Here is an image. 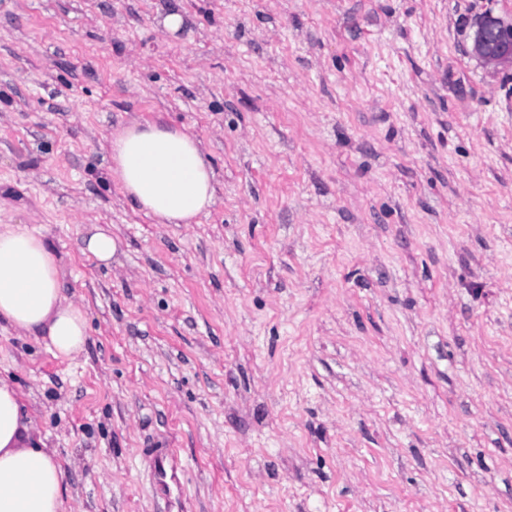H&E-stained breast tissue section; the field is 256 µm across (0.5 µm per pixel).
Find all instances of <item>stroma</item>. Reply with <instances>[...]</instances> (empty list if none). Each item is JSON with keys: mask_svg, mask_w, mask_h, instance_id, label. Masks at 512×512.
Returning <instances> with one entry per match:
<instances>
[{"mask_svg": "<svg viewBox=\"0 0 512 512\" xmlns=\"http://www.w3.org/2000/svg\"><path fill=\"white\" fill-rule=\"evenodd\" d=\"M489 11L512 23V0H0V224L42 231L89 311L72 358L0 329V372L74 512H512V69L470 53ZM133 120L200 139L197 223L112 182ZM95 225L110 264L81 250Z\"/></svg>", "mask_w": 512, "mask_h": 512, "instance_id": "35a3bbf8", "label": "stroma"}]
</instances>
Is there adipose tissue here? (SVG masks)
<instances>
[{"label":"adipose tissue","instance_id":"ef3b65f1","mask_svg":"<svg viewBox=\"0 0 512 512\" xmlns=\"http://www.w3.org/2000/svg\"><path fill=\"white\" fill-rule=\"evenodd\" d=\"M109 175L159 224H190L215 203V172L198 137L165 123L131 122L108 141ZM60 259L44 234L0 224V323L44 338L49 351L78 354L84 307L66 296ZM56 449L31 430L21 395L0 377V512H72Z\"/></svg>","mask_w":512,"mask_h":512}]
</instances>
